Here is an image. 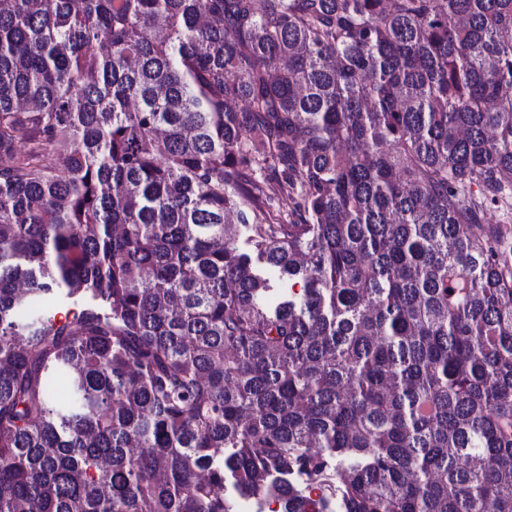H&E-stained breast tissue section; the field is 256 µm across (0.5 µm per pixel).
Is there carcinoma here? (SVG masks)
<instances>
[{
  "label": "carcinoma",
  "instance_id": "1",
  "mask_svg": "<svg viewBox=\"0 0 512 512\" xmlns=\"http://www.w3.org/2000/svg\"><path fill=\"white\" fill-rule=\"evenodd\" d=\"M511 198L512 0H0V512H512Z\"/></svg>",
  "mask_w": 512,
  "mask_h": 512
}]
</instances>
